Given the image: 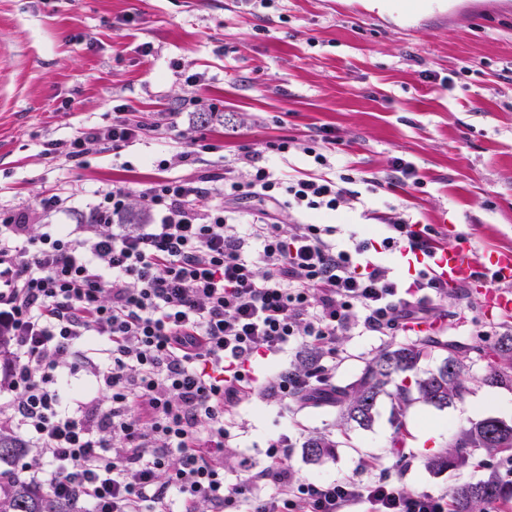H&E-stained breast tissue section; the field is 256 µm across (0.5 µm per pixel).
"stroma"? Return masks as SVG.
I'll return each mask as SVG.
<instances>
[{
    "mask_svg": "<svg viewBox=\"0 0 512 512\" xmlns=\"http://www.w3.org/2000/svg\"><path fill=\"white\" fill-rule=\"evenodd\" d=\"M475 2L445 18L442 0H429L408 30L401 0H275L269 8L252 0H0V206L33 208L57 187L72 199L66 221L74 224L105 183L137 191L158 179H215L242 147L277 171H310V146L327 151L333 171L352 177L360 194L355 208L315 217L343 236L380 234L379 217L405 214L453 226L447 245L469 238L480 258L512 248V10L501 0ZM119 105L134 121L197 112L187 134L213 149L177 164L176 140L161 127L117 151L94 149L79 167L45 158V141L108 123ZM323 129L334 145H324ZM278 139L289 141L288 153L266 152ZM398 158L414 167L418 184L395 182ZM507 323L488 314L474 289L458 286L427 333L444 325L468 345ZM391 340L359 330L338 336L335 384L354 383ZM483 368L469 371L473 395L484 399L473 420L512 421V387L482 384ZM454 412L418 402L398 429L384 399L364 430L339 426L332 407L290 413L256 399L239 410L224 475L235 481L240 458L264 459L271 438L298 431L338 443L316 465L294 448L292 464L307 480L343 478L371 459V477L396 479L409 493L447 495L491 467L511 482L500 456L462 471L426 468L460 427ZM415 422L437 427L438 439L413 447Z\"/></svg>",
    "mask_w": 512,
    "mask_h": 512,
    "instance_id": "stroma-1",
    "label": "stroma"
}]
</instances>
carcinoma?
Instances as JSON below:
<instances>
[{"instance_id":"obj_1","label":"carcinoma","mask_w":512,"mask_h":512,"mask_svg":"<svg viewBox=\"0 0 512 512\" xmlns=\"http://www.w3.org/2000/svg\"><path fill=\"white\" fill-rule=\"evenodd\" d=\"M425 343L446 352L434 370L415 374L420 361L418 343L389 346L372 358L357 382L348 388H336V410L339 425L351 423L361 428L372 425L376 405L386 397L394 403V411L402 415L415 402L445 408L461 401L470 392L467 367L484 361L482 382L491 386L512 384V330L504 329L490 347L473 346L470 355L448 351L450 343L429 336ZM338 443L324 434L311 436L303 446L306 458L318 463L333 454ZM512 448V422L489 416L472 422L455 434L448 447L430 457L426 466L432 471L467 467L479 455L493 457ZM26 453L24 444L10 431L0 430V467H10ZM512 496V485L494 471L484 478L459 485L453 494L455 512H485L486 507ZM0 512H73L68 502L33 484L6 479L0 482Z\"/></svg>"}]
</instances>
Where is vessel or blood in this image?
<instances>
[{
    "label": "vessel or blood",
    "instance_id": "vessel-or-blood-1",
    "mask_svg": "<svg viewBox=\"0 0 512 512\" xmlns=\"http://www.w3.org/2000/svg\"><path fill=\"white\" fill-rule=\"evenodd\" d=\"M431 264L441 280L449 286L471 284L484 291L491 308L500 312L512 310V292H505V285H512V248L491 252L487 264H480L467 241H460L431 259Z\"/></svg>",
    "mask_w": 512,
    "mask_h": 512
}]
</instances>
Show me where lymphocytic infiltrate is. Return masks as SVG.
Returning <instances> with one entry per match:
<instances>
[{
    "label": "lymphocytic infiltrate",
    "mask_w": 512,
    "mask_h": 512,
    "mask_svg": "<svg viewBox=\"0 0 512 512\" xmlns=\"http://www.w3.org/2000/svg\"><path fill=\"white\" fill-rule=\"evenodd\" d=\"M153 130L116 111L44 153L79 165L92 148L118 150ZM258 160L245 147L221 183L150 184L141 224L129 223L120 182L96 190L85 224L55 223L70 210L59 188L36 209H0V334L10 338L0 429L25 432L37 450L14 476L78 512H450L446 495L410 494L389 478L303 479L287 435L270 440L265 461L240 459L241 480L225 482L242 404L324 403L338 333L393 335L432 321L448 295L430 265L405 284L376 256L383 247L433 257V225L398 216L381 242L345 245L337 226L281 223L280 211H335L358 194L351 177L327 173L324 154L314 156L319 172L295 175ZM247 200L261 204L248 220ZM78 343L99 359L104 398L61 396V368L80 370L68 361ZM307 351L309 365L258 369Z\"/></svg>",
    "instance_id": "obj_1"
}]
</instances>
